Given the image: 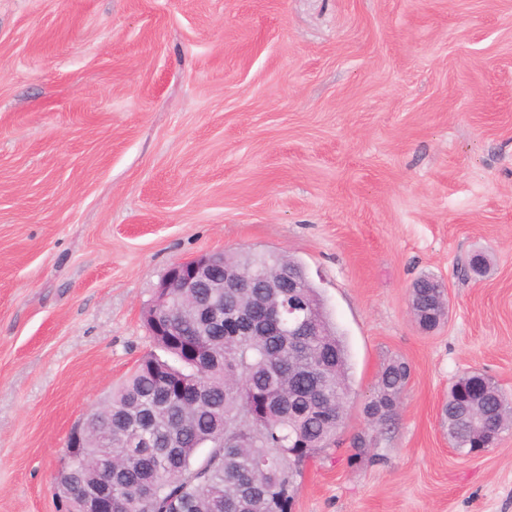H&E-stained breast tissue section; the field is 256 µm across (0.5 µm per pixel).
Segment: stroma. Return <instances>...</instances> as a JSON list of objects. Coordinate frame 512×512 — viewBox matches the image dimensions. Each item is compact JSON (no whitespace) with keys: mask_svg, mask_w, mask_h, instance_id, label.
Returning a JSON list of instances; mask_svg holds the SVG:
<instances>
[{"mask_svg":"<svg viewBox=\"0 0 512 512\" xmlns=\"http://www.w3.org/2000/svg\"><path fill=\"white\" fill-rule=\"evenodd\" d=\"M255 250L303 263L350 354L292 512H512V427L469 457L441 420L470 372L512 401V0H0V512H57L167 268ZM412 287L414 316L417 323L426 331L438 328L446 319L443 314L447 313V300L441 305L442 315L434 314L431 301L443 284L434 277L424 276L419 278ZM409 378L410 368L407 363L394 361L388 364L378 381L376 401L365 409L367 419L377 423L391 421Z\"/></svg>","mask_w":512,"mask_h":512,"instance_id":"stroma-1","label":"stroma"}]
</instances>
